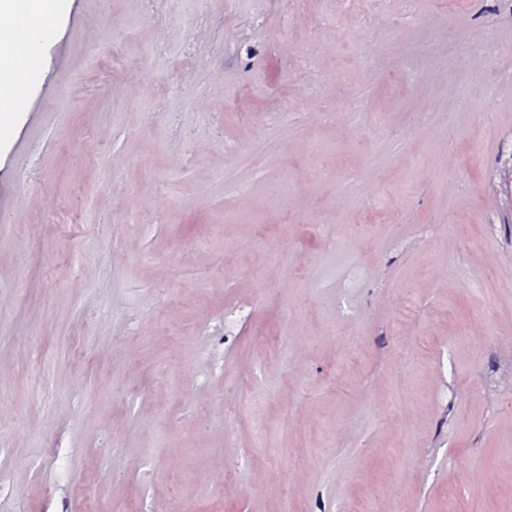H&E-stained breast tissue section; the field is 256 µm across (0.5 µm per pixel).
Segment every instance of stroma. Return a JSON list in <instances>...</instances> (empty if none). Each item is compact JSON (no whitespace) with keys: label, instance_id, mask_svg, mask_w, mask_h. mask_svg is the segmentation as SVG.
<instances>
[{"label":"stroma","instance_id":"stroma-1","mask_svg":"<svg viewBox=\"0 0 512 512\" xmlns=\"http://www.w3.org/2000/svg\"><path fill=\"white\" fill-rule=\"evenodd\" d=\"M488 38L512 72L490 0H64L0 144V512H55L52 436L98 512H512Z\"/></svg>","mask_w":512,"mask_h":512}]
</instances>
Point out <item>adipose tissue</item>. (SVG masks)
<instances>
[{
  "mask_svg": "<svg viewBox=\"0 0 512 512\" xmlns=\"http://www.w3.org/2000/svg\"><path fill=\"white\" fill-rule=\"evenodd\" d=\"M62 0H0V45L35 41L55 26Z\"/></svg>",
  "mask_w": 512,
  "mask_h": 512,
  "instance_id": "obj_1",
  "label": "adipose tissue"
}]
</instances>
